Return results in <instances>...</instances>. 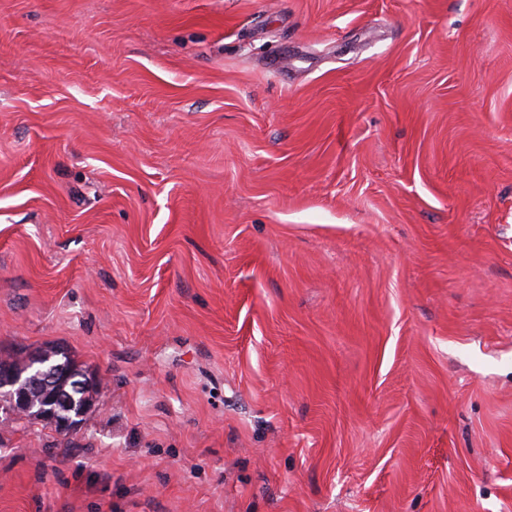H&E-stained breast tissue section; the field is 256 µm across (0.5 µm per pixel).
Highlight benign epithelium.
<instances>
[{
  "mask_svg": "<svg viewBox=\"0 0 512 512\" xmlns=\"http://www.w3.org/2000/svg\"><path fill=\"white\" fill-rule=\"evenodd\" d=\"M28 364L35 371V377H25L7 359L0 360V395L8 400L13 413L23 415L37 406L31 395L32 386L51 390L50 407L42 409L47 417L56 418V411L70 407L71 390H82L85 379L63 364L51 362L50 356L27 355Z\"/></svg>",
  "mask_w": 512,
  "mask_h": 512,
  "instance_id": "1",
  "label": "benign epithelium"
}]
</instances>
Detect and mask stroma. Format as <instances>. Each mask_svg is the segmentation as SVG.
I'll use <instances>...</instances> for the list:
<instances>
[{
  "label": "stroma",
  "mask_w": 512,
  "mask_h": 512,
  "mask_svg": "<svg viewBox=\"0 0 512 512\" xmlns=\"http://www.w3.org/2000/svg\"><path fill=\"white\" fill-rule=\"evenodd\" d=\"M0 512H512V0H0ZM45 353L55 354L57 357L61 356V360L71 369L64 366L63 364H55L51 362L50 356ZM20 353H16L13 355H8L1 360L0 365V390L1 395L4 399L8 400L13 413L16 415H23L28 411L34 409L38 402L31 395L32 390V382H35V386L41 387L44 390H53V394L50 398V405L52 407L43 408L42 412L47 417L41 416H32L27 415L30 419L47 421L49 423H54L56 430L62 432H70L75 429L80 422L78 420H74L83 416L82 413L78 414L76 417L72 418H61L57 419L58 424L55 420L56 411L61 409H69L70 407V391L72 389L82 390L74 392V399L72 403L76 406V409H81L84 406L85 399L84 397L89 396L90 393L96 392V383L95 381L91 386L87 389H84L85 379L79 374H85L84 371L76 364V362L68 356L67 353L61 352V350H49L45 351L42 354H29L26 359L28 360V364L35 371V378L31 377H23V373L17 371L16 368L12 365L10 360L13 359V363L17 366H23V362L17 358V355ZM7 358V359H5ZM59 385H63L60 389H58ZM53 418V419H52ZM83 420V417L80 418ZM59 426V428H58Z\"/></svg>",
  "instance_id": "1"
}]
</instances>
